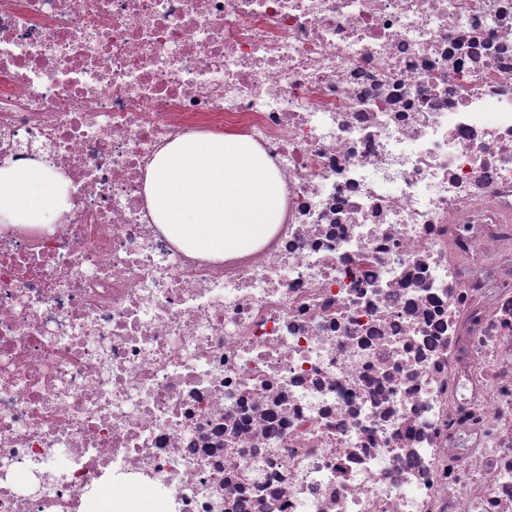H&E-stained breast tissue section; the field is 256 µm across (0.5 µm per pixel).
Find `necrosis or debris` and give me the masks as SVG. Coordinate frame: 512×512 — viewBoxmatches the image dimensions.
Returning a JSON list of instances; mask_svg holds the SVG:
<instances>
[{
    "label": "necrosis or debris",
    "instance_id": "1",
    "mask_svg": "<svg viewBox=\"0 0 512 512\" xmlns=\"http://www.w3.org/2000/svg\"><path fill=\"white\" fill-rule=\"evenodd\" d=\"M233 127L269 240L177 249L156 153ZM0 512H512V0H0ZM67 200L66 181L41 161L0 167V229L55 224Z\"/></svg>",
    "mask_w": 512,
    "mask_h": 512
}]
</instances>
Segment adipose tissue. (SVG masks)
Returning a JSON list of instances; mask_svg holds the SVG:
<instances>
[{"mask_svg": "<svg viewBox=\"0 0 512 512\" xmlns=\"http://www.w3.org/2000/svg\"><path fill=\"white\" fill-rule=\"evenodd\" d=\"M67 200L66 181L41 161L0 167V229L56 223Z\"/></svg>", "mask_w": 512, "mask_h": 512, "instance_id": "adipose-tissue-1", "label": "adipose tissue"}]
</instances>
